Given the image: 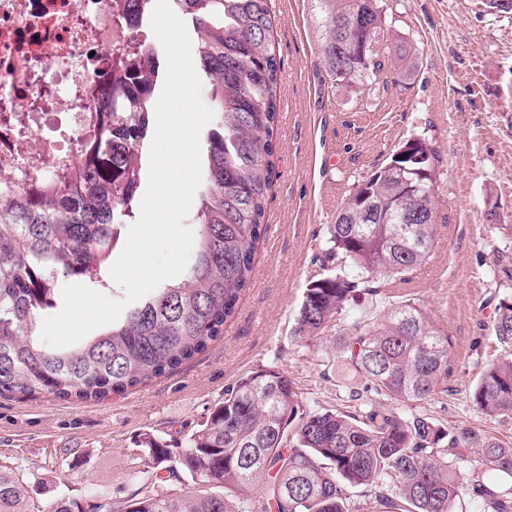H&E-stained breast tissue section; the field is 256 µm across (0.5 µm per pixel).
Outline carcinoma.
Segmentation results:
<instances>
[{
  "mask_svg": "<svg viewBox=\"0 0 512 512\" xmlns=\"http://www.w3.org/2000/svg\"><path fill=\"white\" fill-rule=\"evenodd\" d=\"M152 0H125L127 32L150 23ZM197 35L200 70L209 81L213 127L195 215L201 233L185 275L150 295L125 319L72 350H50L36 318L65 280L97 283L133 217L142 177L141 149L151 130L149 101L159 78L132 58L128 38L113 59L112 103L85 150L82 172L36 178L0 198V395L87 402L177 370L202 354L250 287L256 243L266 231L278 125V58L271 39L272 0H176ZM327 70L338 84L378 89L391 65L413 66L411 46L390 40L382 56L360 49L367 29L384 35L378 0H311ZM434 166L418 184L411 218L397 207L406 187L390 163L352 185L330 227L326 257L344 272L310 282L294 338L305 342L353 313L345 359L362 389L386 402L356 413L307 407L288 376L272 368L241 377L172 450L142 440L148 484L121 502L94 492L89 502L57 503L52 512H347L350 488L364 489L360 512H454L464 494L487 512H512V445L471 429H450L414 406L448 392L451 340L427 312L392 285L409 281L436 238ZM382 317L373 313L375 304ZM491 335L506 352L472 390L486 415L512 418V295L499 298ZM480 461L459 466L464 451ZM199 484L258 496L187 494L182 474ZM0 512H42L15 468L0 465Z\"/></svg>",
  "mask_w": 512,
  "mask_h": 512,
  "instance_id": "obj_1",
  "label": "carcinoma"
}]
</instances>
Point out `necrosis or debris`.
Returning <instances> with one entry per match:
<instances>
[{
  "instance_id": "obj_1",
  "label": "necrosis or debris",
  "mask_w": 512,
  "mask_h": 512,
  "mask_svg": "<svg viewBox=\"0 0 512 512\" xmlns=\"http://www.w3.org/2000/svg\"><path fill=\"white\" fill-rule=\"evenodd\" d=\"M119 0H0V188L77 174L112 97Z\"/></svg>"
}]
</instances>
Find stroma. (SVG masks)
I'll return each instance as SVG.
<instances>
[{"mask_svg": "<svg viewBox=\"0 0 512 512\" xmlns=\"http://www.w3.org/2000/svg\"><path fill=\"white\" fill-rule=\"evenodd\" d=\"M387 32L416 49L414 70L385 71L375 96L334 82L319 47L310 0H274L280 57L278 138L267 229L250 288L224 334L167 376L96 402L0 396V464L16 467L41 508L101 490L122 500L145 469L142 440L180 446L235 382L259 367L283 372L311 409L352 411L358 384L344 365L336 326L292 338L307 285L335 274L329 229L354 180L407 140L436 149L437 233L404 292L452 341L447 395L420 404L442 424L512 443V419H492L470 393L500 359L489 330L512 282L497 263L512 256V12L488 0H380Z\"/></svg>", "mask_w": 512, "mask_h": 512, "instance_id": "35a3bbf8", "label": "stroma"}]
</instances>
